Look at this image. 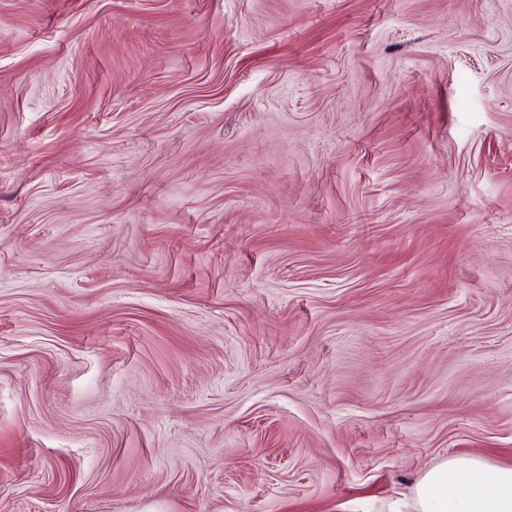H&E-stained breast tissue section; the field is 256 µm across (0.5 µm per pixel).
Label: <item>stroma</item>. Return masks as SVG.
Returning <instances> with one entry per match:
<instances>
[{"instance_id":"stroma-1","label":"stroma","mask_w":512,"mask_h":512,"mask_svg":"<svg viewBox=\"0 0 512 512\" xmlns=\"http://www.w3.org/2000/svg\"><path fill=\"white\" fill-rule=\"evenodd\" d=\"M512 466V0H0V512H414ZM416 512H512V467L479 457L448 458L429 469L415 488Z\"/></svg>"}]
</instances>
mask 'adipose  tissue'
Listing matches in <instances>:
<instances>
[{"label":"adipose tissue","instance_id":"adipose-tissue-1","mask_svg":"<svg viewBox=\"0 0 512 512\" xmlns=\"http://www.w3.org/2000/svg\"><path fill=\"white\" fill-rule=\"evenodd\" d=\"M417 512H512V467L489 469L478 457L448 458L415 488Z\"/></svg>","mask_w":512,"mask_h":512}]
</instances>
